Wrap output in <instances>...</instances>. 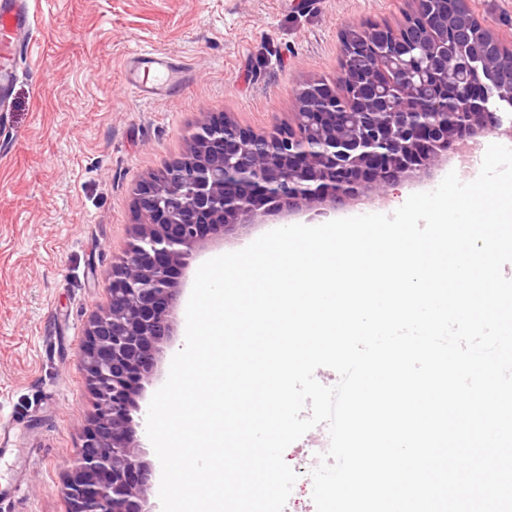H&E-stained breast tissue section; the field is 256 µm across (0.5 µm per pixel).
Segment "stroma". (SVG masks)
<instances>
[{
	"label": "stroma",
	"instance_id": "stroma-1",
	"mask_svg": "<svg viewBox=\"0 0 512 512\" xmlns=\"http://www.w3.org/2000/svg\"><path fill=\"white\" fill-rule=\"evenodd\" d=\"M37 40L0 93V428L20 461L0 512H68L65 486L93 412L80 348L106 303L102 274L134 222L135 192L181 157L203 116L231 113L257 132L287 122L293 91L334 84L344 33L399 27L408 0H29ZM472 12L512 48V0H472ZM140 49L182 60L189 80L169 96L142 98L126 68ZM470 159L449 155L431 176L340 207L386 213L435 189ZM249 235L209 246L202 262L243 249Z\"/></svg>",
	"mask_w": 512,
	"mask_h": 512
}]
</instances>
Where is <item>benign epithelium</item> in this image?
<instances>
[{"instance_id":"obj_1","label":"benign epithelium","mask_w":512,"mask_h":512,"mask_svg":"<svg viewBox=\"0 0 512 512\" xmlns=\"http://www.w3.org/2000/svg\"><path fill=\"white\" fill-rule=\"evenodd\" d=\"M406 25L343 41L339 86L312 80L293 92L292 123L256 133L230 116L193 124L183 157L135 197V223L103 274L107 303L90 320L81 359L95 412L72 460L70 512H153L135 397L156 381L174 343V314L191 261L267 218L330 210L426 177L459 140L512 136L498 112L512 85L494 80L488 48L473 44L462 87L436 92L456 50L427 33L470 0H411Z\"/></svg>"}]
</instances>
